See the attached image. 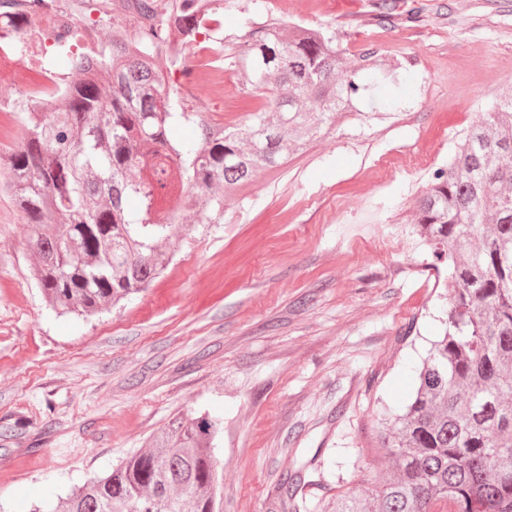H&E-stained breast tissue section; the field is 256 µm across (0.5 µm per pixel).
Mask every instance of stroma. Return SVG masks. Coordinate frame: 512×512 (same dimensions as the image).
Listing matches in <instances>:
<instances>
[{
	"mask_svg": "<svg viewBox=\"0 0 512 512\" xmlns=\"http://www.w3.org/2000/svg\"><path fill=\"white\" fill-rule=\"evenodd\" d=\"M389 2L383 17L376 0H224L217 37L273 17L409 73L386 119L344 116L258 170L223 223L178 228L169 269L110 311L56 316L0 193V512H50L183 414L224 421L223 512H324L387 465L381 411L406 403L446 304L416 202L512 88V0ZM169 86L213 125L262 104L229 65L223 93L177 73ZM295 476L305 485L285 498Z\"/></svg>",
	"mask_w": 512,
	"mask_h": 512,
	"instance_id": "1",
	"label": "stroma"
}]
</instances>
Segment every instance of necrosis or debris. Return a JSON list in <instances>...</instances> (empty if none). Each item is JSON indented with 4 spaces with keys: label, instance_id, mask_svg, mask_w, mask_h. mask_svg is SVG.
Listing matches in <instances>:
<instances>
[{
    "label": "necrosis or debris",
    "instance_id": "1",
    "mask_svg": "<svg viewBox=\"0 0 512 512\" xmlns=\"http://www.w3.org/2000/svg\"><path fill=\"white\" fill-rule=\"evenodd\" d=\"M111 32V21L96 12L83 20L70 0H9L0 9V66L5 69L0 75V112L15 111L23 96L51 106L64 95L67 79L52 66V59L65 50L94 64ZM178 53L196 76L216 80L224 71L208 30L195 33Z\"/></svg>",
    "mask_w": 512,
    "mask_h": 512
}]
</instances>
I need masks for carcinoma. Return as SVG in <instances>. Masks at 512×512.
I'll return each instance as SVG.
<instances>
[{
  "mask_svg": "<svg viewBox=\"0 0 512 512\" xmlns=\"http://www.w3.org/2000/svg\"><path fill=\"white\" fill-rule=\"evenodd\" d=\"M132 18L49 111L23 102L19 143L0 156L37 255L35 277L60 315L91 316L144 291L170 263L178 224H219L224 193L360 111L402 61H343L332 36L279 19L218 43L264 105L230 129L198 116L163 81L186 64L170 43L193 35L196 0H96ZM420 236L448 263L446 330L416 369L417 386L381 439L393 465L332 512H512V91L475 122L448 171L420 197ZM222 421L180 416L58 512H223L213 455Z\"/></svg>",
  "mask_w": 512,
  "mask_h": 512,
  "instance_id": "1",
  "label": "carcinoma"
}]
</instances>
